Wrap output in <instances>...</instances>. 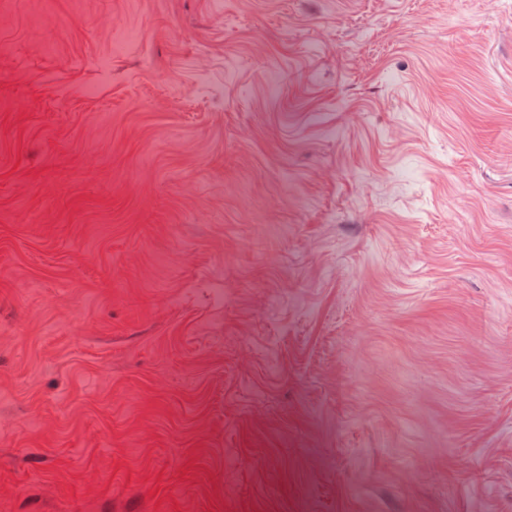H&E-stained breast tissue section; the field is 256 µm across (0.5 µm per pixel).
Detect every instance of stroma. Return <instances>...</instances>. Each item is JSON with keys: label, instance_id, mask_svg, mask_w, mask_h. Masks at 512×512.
<instances>
[{"label": "stroma", "instance_id": "35a3bbf8", "mask_svg": "<svg viewBox=\"0 0 512 512\" xmlns=\"http://www.w3.org/2000/svg\"><path fill=\"white\" fill-rule=\"evenodd\" d=\"M0 512H512V0H10Z\"/></svg>", "mask_w": 512, "mask_h": 512}]
</instances>
